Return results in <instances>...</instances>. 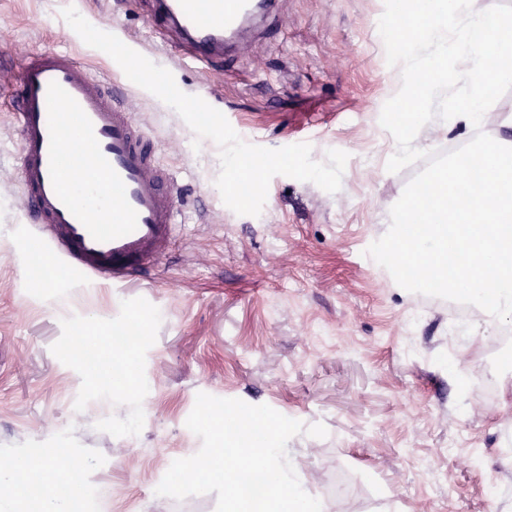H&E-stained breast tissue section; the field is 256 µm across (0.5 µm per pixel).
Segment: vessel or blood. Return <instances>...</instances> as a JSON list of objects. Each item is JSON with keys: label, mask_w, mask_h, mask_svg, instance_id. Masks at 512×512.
I'll return each mask as SVG.
<instances>
[{"label": "vessel or blood", "mask_w": 512, "mask_h": 512, "mask_svg": "<svg viewBox=\"0 0 512 512\" xmlns=\"http://www.w3.org/2000/svg\"><path fill=\"white\" fill-rule=\"evenodd\" d=\"M273 0H159L160 22L190 33L198 60ZM22 200L49 248L78 273L125 286L157 267L175 237L179 197L110 88L70 54L30 57L19 78Z\"/></svg>", "instance_id": "1"}]
</instances>
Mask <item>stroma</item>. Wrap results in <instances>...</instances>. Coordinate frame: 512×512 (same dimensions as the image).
Masks as SVG:
<instances>
[{"label": "stroma", "instance_id": "stroma-1", "mask_svg": "<svg viewBox=\"0 0 512 512\" xmlns=\"http://www.w3.org/2000/svg\"><path fill=\"white\" fill-rule=\"evenodd\" d=\"M75 5L96 28L168 69L206 98L245 142L310 143L324 161L349 155L330 194L272 178L259 216L223 202L219 149L178 113L128 81L64 21ZM157 0H0V455L65 446L90 462L88 512H216L215 494L156 495L171 463L196 454L186 426L198 393L266 404L325 438L294 436L287 455L328 512H512V413L501 410L504 330L450 325L454 302L409 292L367 257L391 206L422 169L391 173L393 136L380 124L400 89L378 29L384 0H276L247 24L220 64L183 59L181 35L156 25ZM65 51L115 88L158 145L176 183L180 227L153 280L128 288L82 279L31 280L44 249L19 188L13 98L30 56ZM472 130L436 118L424 151L467 144ZM137 319L150 335L107 343ZM131 363L135 392L103 384L71 349L74 322ZM457 336L473 368L459 381L447 358ZM500 489L486 495L489 483Z\"/></svg>", "mask_w": 512, "mask_h": 512}]
</instances>
